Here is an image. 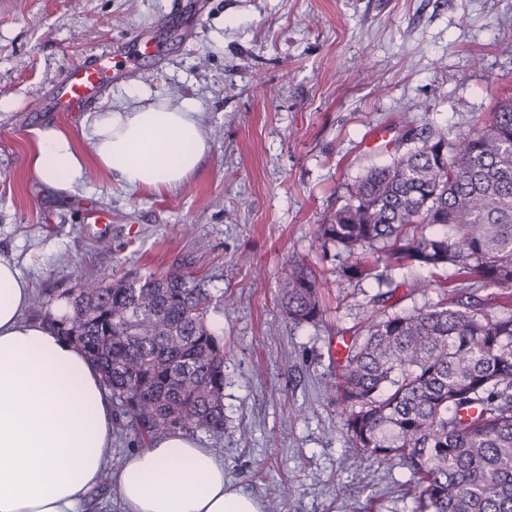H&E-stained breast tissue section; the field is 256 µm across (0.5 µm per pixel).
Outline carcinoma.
I'll list each match as a JSON object with an SVG mask.
<instances>
[{"label":"carcinoma","mask_w":512,"mask_h":512,"mask_svg":"<svg viewBox=\"0 0 512 512\" xmlns=\"http://www.w3.org/2000/svg\"><path fill=\"white\" fill-rule=\"evenodd\" d=\"M402 151L351 183L317 225L346 256L343 276L374 279V315L349 337L326 396L352 447L410 473L411 512H512V98L450 142L406 127ZM454 266L469 283L425 309L392 311L388 271ZM323 281L294 262L279 289L288 322L323 321ZM494 287L499 294L483 297ZM39 318L79 345L112 393L116 429L146 445L160 434L224 429V342L213 298L181 269L83 281Z\"/></svg>","instance_id":"1"}]
</instances>
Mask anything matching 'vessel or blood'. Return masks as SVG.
Segmentation results:
<instances>
[{"label": "vessel or blood", "instance_id": "obj_1", "mask_svg": "<svg viewBox=\"0 0 512 512\" xmlns=\"http://www.w3.org/2000/svg\"><path fill=\"white\" fill-rule=\"evenodd\" d=\"M161 43L143 36L125 42L116 50L94 54L72 68L54 86L50 109L54 112H82L94 103L112 81L129 72L142 55L159 56Z\"/></svg>", "mask_w": 512, "mask_h": 512}]
</instances>
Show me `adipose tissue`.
Here are the masks:
<instances>
[{"label":"adipose tissue","mask_w":512,"mask_h":512,"mask_svg":"<svg viewBox=\"0 0 512 512\" xmlns=\"http://www.w3.org/2000/svg\"><path fill=\"white\" fill-rule=\"evenodd\" d=\"M79 153L72 135L39 130L36 177L62 191L82 183L88 161L130 189L174 190L210 150L200 102L151 99L139 86L94 117ZM29 281L0 256V512H88L115 437L112 395L82 349L32 318ZM98 512H265L224 475L219 451L169 433L126 456Z\"/></svg>","instance_id":"1"}]
</instances>
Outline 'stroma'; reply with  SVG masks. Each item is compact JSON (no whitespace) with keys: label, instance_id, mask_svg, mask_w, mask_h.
<instances>
[{"label":"stroma","instance_id":"obj_1","mask_svg":"<svg viewBox=\"0 0 512 512\" xmlns=\"http://www.w3.org/2000/svg\"><path fill=\"white\" fill-rule=\"evenodd\" d=\"M144 35L166 53L127 82L197 98L211 150L175 192L131 190L95 163L59 194L30 159L38 130L75 135L90 112L48 111L72 65ZM512 98V0H0V254L35 295L78 281L181 268L217 300L224 336V429L204 435L224 470L266 512H409L408 471L375 465L361 481L339 409L337 330L363 324L375 280L350 281L317 224L347 184L388 164L407 125L448 139ZM192 232H185V225ZM321 272L327 314L292 327L278 305L291 261ZM430 282L408 312L463 288L456 268L392 270Z\"/></svg>","mask_w":512,"mask_h":512}]
</instances>
